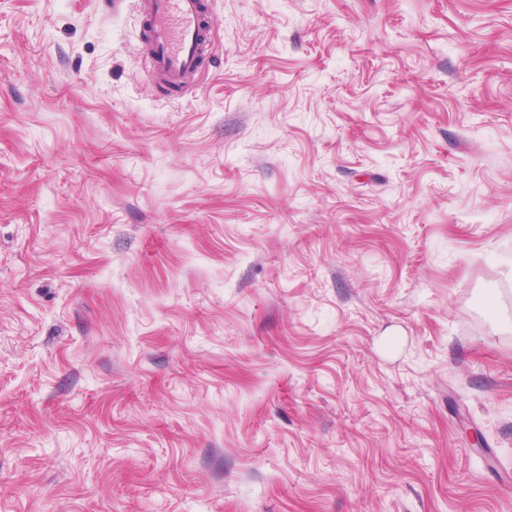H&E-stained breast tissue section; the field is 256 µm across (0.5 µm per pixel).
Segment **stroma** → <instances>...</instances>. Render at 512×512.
<instances>
[{
  "mask_svg": "<svg viewBox=\"0 0 512 512\" xmlns=\"http://www.w3.org/2000/svg\"><path fill=\"white\" fill-rule=\"evenodd\" d=\"M0 0V512H512V0ZM128 4L145 19L146 76L172 90L182 89L209 51L204 0H113V13Z\"/></svg>",
  "mask_w": 512,
  "mask_h": 512,
  "instance_id": "obj_1",
  "label": "stroma"
}]
</instances>
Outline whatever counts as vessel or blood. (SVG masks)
Instances as JSON below:
<instances>
[{"label":"vessel or blood","mask_w":512,"mask_h":512,"mask_svg":"<svg viewBox=\"0 0 512 512\" xmlns=\"http://www.w3.org/2000/svg\"><path fill=\"white\" fill-rule=\"evenodd\" d=\"M134 5L146 23V75L176 90L200 69L208 51L204 0H113V13Z\"/></svg>","instance_id":"obj_1"}]
</instances>
